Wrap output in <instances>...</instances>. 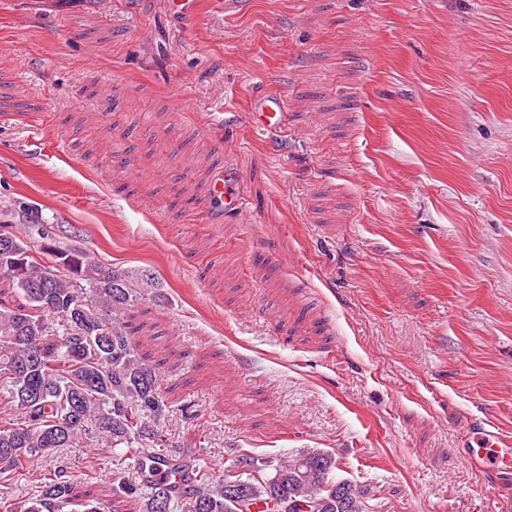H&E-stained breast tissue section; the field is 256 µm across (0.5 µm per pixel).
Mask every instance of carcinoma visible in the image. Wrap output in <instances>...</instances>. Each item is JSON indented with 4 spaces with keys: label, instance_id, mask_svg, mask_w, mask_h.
<instances>
[{
    "label": "carcinoma",
    "instance_id": "obj_1",
    "mask_svg": "<svg viewBox=\"0 0 512 512\" xmlns=\"http://www.w3.org/2000/svg\"><path fill=\"white\" fill-rule=\"evenodd\" d=\"M36 240L0 231V280L26 304L0 299V394L21 421L0 425V482L19 481L27 464L59 448H77L94 434L112 453L113 472L136 469L139 481L116 493L142 501V512H238L232 486L247 505L270 512L276 499L313 503V512H367L365 491L336 476L329 452L281 461L274 474L250 453L216 475L185 460L148 455L142 441L158 435L167 403L154 365L140 357L125 315L154 294L149 273L106 267L76 246H62L53 224L34 226ZM59 322L50 337L48 319ZM163 461L184 473L172 484L144 478ZM74 503L66 463L49 471L42 491L21 506L0 499V512H64Z\"/></svg>",
    "mask_w": 512,
    "mask_h": 512
}]
</instances>
